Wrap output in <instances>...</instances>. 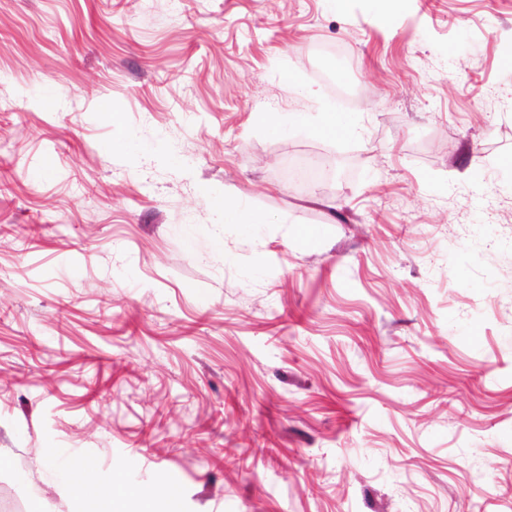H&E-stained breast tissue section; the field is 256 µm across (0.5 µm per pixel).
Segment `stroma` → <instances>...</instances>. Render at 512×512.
Masks as SVG:
<instances>
[{"instance_id":"stroma-1","label":"stroma","mask_w":512,"mask_h":512,"mask_svg":"<svg viewBox=\"0 0 512 512\" xmlns=\"http://www.w3.org/2000/svg\"><path fill=\"white\" fill-rule=\"evenodd\" d=\"M89 463L155 512H512V0H0V512ZM316 128L322 133L335 134L336 131L351 132L352 124L347 116L327 110L320 113Z\"/></svg>"}]
</instances>
